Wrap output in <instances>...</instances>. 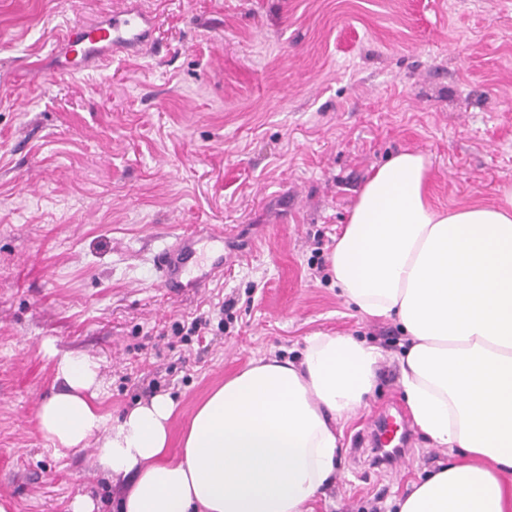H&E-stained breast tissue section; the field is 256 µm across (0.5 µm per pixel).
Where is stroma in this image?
<instances>
[{
  "label": "stroma",
  "mask_w": 512,
  "mask_h": 512,
  "mask_svg": "<svg viewBox=\"0 0 512 512\" xmlns=\"http://www.w3.org/2000/svg\"><path fill=\"white\" fill-rule=\"evenodd\" d=\"M120 2L0 0V500L67 512L87 494L115 512L127 486L93 447L59 456L41 432L59 387L46 346L98 363L114 418L161 380L177 439L225 377L337 332L385 360L314 512H390L448 451L420 434L406 464L366 465L371 414L404 400L403 333L316 268L395 153L430 156L446 206L512 183V0H140L152 52L45 84L67 26ZM193 229L224 234L195 267H224L173 294L158 256ZM219 296L235 301L223 335L164 339Z\"/></svg>",
  "instance_id": "obj_1"
}]
</instances>
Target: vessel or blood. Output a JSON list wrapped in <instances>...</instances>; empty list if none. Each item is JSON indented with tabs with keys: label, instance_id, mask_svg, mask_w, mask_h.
<instances>
[{
	"label": "vessel or blood",
	"instance_id": "b4317fda",
	"mask_svg": "<svg viewBox=\"0 0 512 512\" xmlns=\"http://www.w3.org/2000/svg\"><path fill=\"white\" fill-rule=\"evenodd\" d=\"M152 21L142 10L125 7L113 11L105 21L78 23L70 28L64 40V53L59 65L52 73L53 79L80 72L91 60L106 61L112 52L132 50L135 52L149 48ZM195 239L186 234L163 250L159 256V269L162 283L172 292L183 287L198 288L204 285L207 275L188 277V263L195 254ZM409 427L403 417L388 415L377 424L375 444L394 452L395 463L405 459V445Z\"/></svg>",
	"mask_w": 512,
	"mask_h": 512
}]
</instances>
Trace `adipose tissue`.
Instances as JSON below:
<instances>
[{"label": "adipose tissue", "mask_w": 512, "mask_h": 512, "mask_svg": "<svg viewBox=\"0 0 512 512\" xmlns=\"http://www.w3.org/2000/svg\"><path fill=\"white\" fill-rule=\"evenodd\" d=\"M430 172L421 152L377 169L329 252L331 278L361 313L401 324L413 421L463 455L396 512H512V183L493 203L450 208ZM383 359L379 346L316 333L300 356L252 361L197 407L173 456L169 395L109 420L97 363L65 354L38 423L55 452L95 442L106 476L129 482L118 512H312L336 474L338 424L365 405Z\"/></svg>", "instance_id": "obj_1"}]
</instances>
